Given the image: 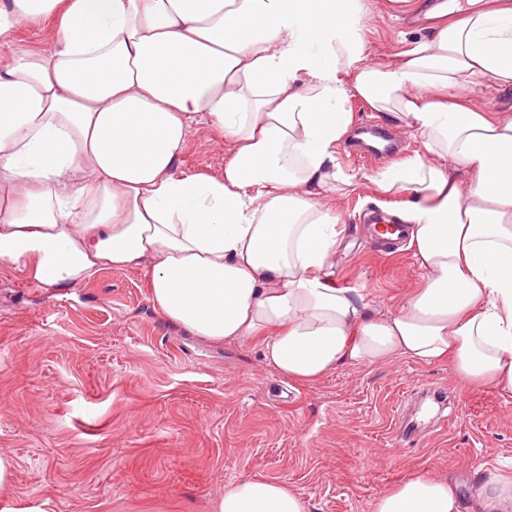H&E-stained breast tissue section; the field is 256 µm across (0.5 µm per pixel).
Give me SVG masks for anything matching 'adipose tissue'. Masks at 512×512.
I'll use <instances>...</instances> for the list:
<instances>
[{
	"label": "adipose tissue",
	"instance_id": "obj_1",
	"mask_svg": "<svg viewBox=\"0 0 512 512\" xmlns=\"http://www.w3.org/2000/svg\"><path fill=\"white\" fill-rule=\"evenodd\" d=\"M429 40L366 53L364 0H0V261L44 288L140 269L156 308L203 340L262 337L296 383L346 364L449 362L512 396V0H415ZM52 18L55 46L17 29ZM360 98L422 140L378 172L422 283L391 311L337 287L338 147ZM230 143L224 174L180 170L194 128ZM214 512H305L244 479ZM374 512H512V478L467 494L413 477ZM474 95L496 109L512 108V88H479Z\"/></svg>",
	"mask_w": 512,
	"mask_h": 512
}]
</instances>
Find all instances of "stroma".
Here are the masks:
<instances>
[{
    "mask_svg": "<svg viewBox=\"0 0 512 512\" xmlns=\"http://www.w3.org/2000/svg\"><path fill=\"white\" fill-rule=\"evenodd\" d=\"M371 55L430 36L391 0H365ZM338 160L358 186L341 202L338 286L391 310L421 283L412 252L366 245L361 216L395 210L371 177L422 148ZM228 144L197 126L184 172L219 176ZM0 455L12 491L46 512H214L242 478L284 480L306 512H374L406 477L440 475L467 491L475 473L512 476V397L461 383L445 362L344 365L297 384L267 367L260 342L212 344L169 323L136 269L70 289L37 287L0 262Z\"/></svg>",
    "mask_w": 512,
    "mask_h": 512,
    "instance_id": "35a3bbf8",
    "label": "stroma"
}]
</instances>
